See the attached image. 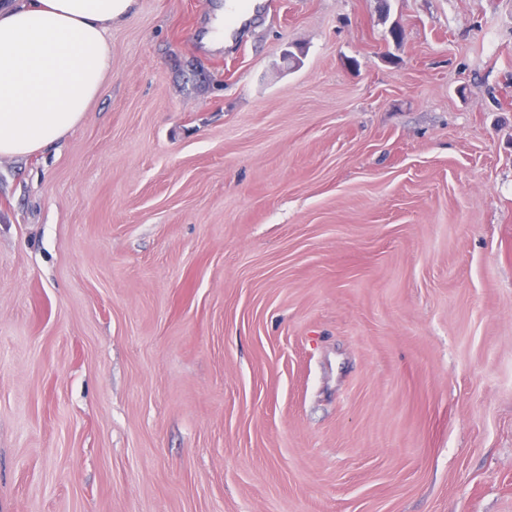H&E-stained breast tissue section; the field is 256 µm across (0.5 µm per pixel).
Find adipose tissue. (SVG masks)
I'll use <instances>...</instances> for the list:
<instances>
[{"instance_id":"obj_1","label":"adipose tissue","mask_w":512,"mask_h":512,"mask_svg":"<svg viewBox=\"0 0 512 512\" xmlns=\"http://www.w3.org/2000/svg\"><path fill=\"white\" fill-rule=\"evenodd\" d=\"M135 0H0V157L35 154L84 119Z\"/></svg>"}]
</instances>
